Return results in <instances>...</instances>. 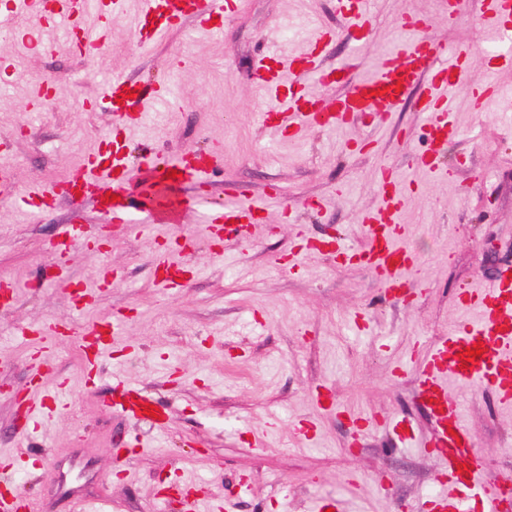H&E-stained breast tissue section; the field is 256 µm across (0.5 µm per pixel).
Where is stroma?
Instances as JSON below:
<instances>
[{"label": "stroma", "mask_w": 512, "mask_h": 512, "mask_svg": "<svg viewBox=\"0 0 512 512\" xmlns=\"http://www.w3.org/2000/svg\"><path fill=\"white\" fill-rule=\"evenodd\" d=\"M236 3L221 33L198 34L187 21L149 46L128 17H112L105 50L34 52L0 85V135L11 141L6 160L20 186L62 179L97 147L110 118L89 103L103 82L124 77L168 84L176 100L172 112L126 131L133 154L147 145L178 156L223 144L224 163L205 180L207 197L261 200L277 189L292 216L280 223V204H270L248 238L218 241L191 212L180 223L144 224L129 235L105 230L88 203L63 199L35 217L0 197V281L20 287L0 311V455L21 460L6 478L39 512H72L80 498L110 512H157L179 479L207 485L219 512H313L321 498L340 500L343 512H413L439 486V468L423 447L430 419L415 387L430 345L478 318L460 306L461 290L512 264V120L495 102L476 111L471 96L489 78L512 89V64L486 52L480 0H470L452 29L431 13L430 0H373L376 22L359 50L336 0ZM409 10L428 13L431 35L473 51L452 99L458 135L446 149L449 174L414 168L427 140L410 100L381 126L296 137L261 120L268 99L256 88L255 63L263 51L307 54L318 29H339L342 37L322 51L325 69L354 55L355 75H365L402 36L398 19ZM37 80L52 92L35 112L29 91ZM386 169L414 183L401 244L417 254L419 268L404 303L386 298L366 267L304 246L321 234L362 245L359 216L378 205ZM76 215L89 237L108 234L105 249L77 245L62 270L66 283L33 287L39 270L56 262L49 243ZM161 261L192 272L190 286L159 288ZM105 264L120 282L101 291ZM75 286L95 290L92 308L75 301ZM116 319L120 334L107 337L97 387L88 390L83 340L92 325ZM46 324L58 334L36 336ZM44 343L47 370L31 358ZM39 378L46 400L60 407L24 434L11 394ZM60 379L67 382L62 394ZM117 381L162 399L167 427L104 407ZM319 386L333 409L314 401ZM449 390L486 460L485 486L499 485L512 473V409L487 385L453 382ZM350 413L407 419L416 441L392 447L380 426L352 440ZM305 420L316 424L307 442L296 435ZM135 434L143 447L113 459L110 446Z\"/></svg>", "instance_id": "1"}]
</instances>
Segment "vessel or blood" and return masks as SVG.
I'll use <instances>...</instances> for the list:
<instances>
[{
	"label": "vessel or blood",
	"instance_id": "obj_1",
	"mask_svg": "<svg viewBox=\"0 0 512 512\" xmlns=\"http://www.w3.org/2000/svg\"><path fill=\"white\" fill-rule=\"evenodd\" d=\"M127 0H58L53 15H46L44 0H6L0 9V29L16 33V40L0 52V73L13 70L17 58L30 49L55 53V41L30 42L26 31L30 23L46 21L60 28L67 40L77 41L83 50L97 51L107 43L108 17L124 13ZM343 15L351 31L368 30L373 22L371 0H343ZM224 0H140L134 18L135 29L144 42L162 37L174 25L191 20L199 30L212 32L216 14L223 12ZM104 18L96 29H87L84 19L90 12ZM481 21L494 43L512 47V0H482ZM400 25L410 32V39L381 54L370 73L357 78L352 63L339 64L325 72L318 54L279 59L270 67L267 57H260L256 81L265 91L278 97V114L285 127L299 135L319 127L342 128L360 118L369 125L385 123L393 110L405 101L415 87L423 92L416 109L424 118L429 147L416 158L419 167L436 170L437 157L457 129L451 108V91L468 71L471 52L454 47L428 34L424 15L404 13ZM290 69L320 80H339L342 94L324 100L297 94H283L279 72ZM169 87H155L138 81L115 78L101 86L93 100L95 107L110 113L116 124L140 125L151 113L166 111ZM224 158L222 145H214L207 153L170 158L160 152H149L143 159L137 180H130L126 170V145L118 138L103 140L90 152L65 180L51 186H38L19 193L15 169L0 165V194L16 197L29 214L52 209L59 197L73 201H93L111 224L127 230L135 229L136 215H148L155 224L179 222L187 205L197 206L210 234L223 233L227 225L249 232L252 224L263 220V204L235 199L214 204L201 196L190 202L180 201L177 192L185 185H202L211 168ZM393 171L381 175L382 194L379 205L364 211L360 222L365 243L352 246L341 237L327 240L336 255L368 266L396 298L409 292V282L417 271L419 260L399 238L404 229L401 213L406 197L397 186ZM63 241L54 245L59 259H66L72 245L86 237L85 227L68 225ZM462 307L476 309V323H464L435 341L424 358L418 376L416 393L425 401L433 430L427 446L441 466V488L420 505L421 512H504L505 502L498 491L486 489L482 482L484 461L472 447V430L461 416L458 402L452 397L448 383H487L504 406L512 405V266L504 265L489 277L478 279L459 295ZM483 344L480 357L464 361L460 355L467 347ZM117 407L134 420H147L144 409L151 398L142 390L124 382H116ZM25 425L52 415L53 407L39 396L38 387L13 392Z\"/></svg>",
	"mask_w": 512,
	"mask_h": 512
}]
</instances>
